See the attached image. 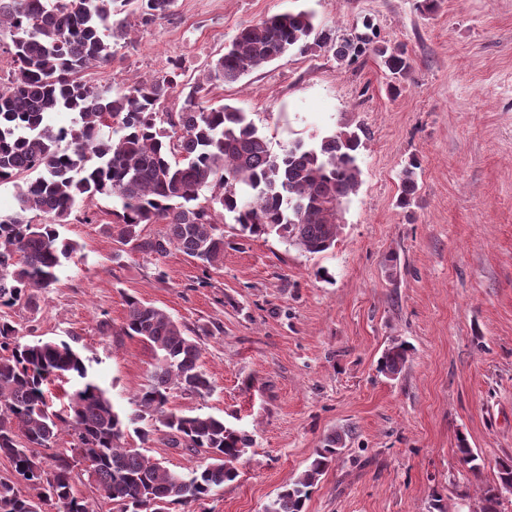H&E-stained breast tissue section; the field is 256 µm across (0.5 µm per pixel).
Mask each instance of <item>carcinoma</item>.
Returning <instances> with one entry per match:
<instances>
[{"mask_svg":"<svg viewBox=\"0 0 512 512\" xmlns=\"http://www.w3.org/2000/svg\"><path fill=\"white\" fill-rule=\"evenodd\" d=\"M175 0H0V49L14 69L0 82V184L16 188L18 209L0 213V308L35 305L33 290L58 281L63 261L78 245L61 236L78 204L98 196L116 202L109 234L129 251L159 260L174 248L204 268L224 259L219 218L232 217L242 238L275 233L309 254L333 247L344 204L360 183L358 154L367 132L340 129L308 146L299 141L271 152L265 133L246 112L205 104L203 83L181 84L176 70L132 82L100 85L88 71L112 64V43L126 38L131 21L149 25L167 15ZM305 11L268 15L242 26L212 64L208 82L234 83L291 51L304 53L315 33ZM316 42L336 61L352 63L372 53L399 90L411 63L400 46H374L366 37ZM183 98L179 110L167 102ZM76 114L68 127H54L51 114ZM68 143L62 150L59 144ZM410 159L400 176L398 205L416 203ZM44 217L32 223L28 214ZM166 225L147 237L141 225ZM119 334L138 338L155 352L150 383L134 396L124 416L89 374L66 341H23L19 329L0 317V455L14 479H0V512H91L75 491V468L94 484L116 512H193L239 476L235 462L251 436L211 415L169 408L171 391L203 396L212 383L203 369L200 344L182 325L137 297L126 299ZM408 347L388 348L379 370L390 379L406 368ZM76 382L66 403L52 409L50 386ZM145 445L161 433L173 448L202 450L211 463L189 478L126 445L128 424ZM63 432L71 446L42 454ZM343 448L338 433L315 450L307 468L280 490L265 512H305L320 477ZM497 480L481 487L480 512H501L500 489L512 484V459L496 462Z\"/></svg>","mask_w":512,"mask_h":512,"instance_id":"obj_1","label":"carcinoma"}]
</instances>
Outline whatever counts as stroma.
<instances>
[{
  "label": "stroma",
  "mask_w": 512,
  "mask_h": 512,
  "mask_svg": "<svg viewBox=\"0 0 512 512\" xmlns=\"http://www.w3.org/2000/svg\"><path fill=\"white\" fill-rule=\"evenodd\" d=\"M421 3L176 0L92 72L119 83L175 62L194 83L242 25L288 10L311 12L317 29L340 38L404 45L413 63L393 95L373 55L341 64L314 45L207 90L208 104L247 112L276 153L346 126L367 130L360 185L333 248L309 254L274 235L243 240L223 223L218 268L176 250L157 261L112 239L113 203L99 197L61 229L80 250L55 288L36 309L5 312L27 341L74 342L126 415L155 354L100 323L119 327L132 295L186 327L213 389L172 391L171 407L253 438L238 479L196 512H264L334 432L345 446L307 512H434L437 499L475 508L496 461L512 457V0H437L430 11ZM412 157L418 192L404 210L400 173ZM401 342L410 358L392 380L378 361ZM463 441L480 472L459 453ZM145 453L185 475L210 462L160 439Z\"/></svg>",
  "instance_id": "obj_1"
}]
</instances>
